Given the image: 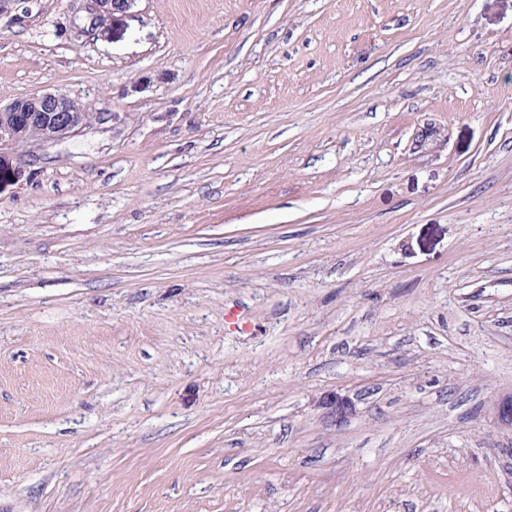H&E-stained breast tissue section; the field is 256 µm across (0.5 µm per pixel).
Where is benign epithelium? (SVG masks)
<instances>
[{
	"label": "benign epithelium",
	"mask_w": 512,
	"mask_h": 512,
	"mask_svg": "<svg viewBox=\"0 0 512 512\" xmlns=\"http://www.w3.org/2000/svg\"><path fill=\"white\" fill-rule=\"evenodd\" d=\"M137 0H88L85 12L90 24H102L116 13H127ZM88 123V112L76 98L60 91H46L13 99L0 107V150L7 147L28 153L35 144H53L76 136ZM326 417L338 427L356 413L349 397L336 393L322 401ZM497 421L512 429V393L495 404Z\"/></svg>",
	"instance_id": "obj_1"
}]
</instances>
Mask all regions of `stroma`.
I'll list each match as a JSON object with an SVG mask.
<instances>
[{
	"instance_id": "1",
	"label": "stroma",
	"mask_w": 512,
	"mask_h": 512,
	"mask_svg": "<svg viewBox=\"0 0 512 512\" xmlns=\"http://www.w3.org/2000/svg\"><path fill=\"white\" fill-rule=\"evenodd\" d=\"M85 23L0 18L92 114L0 150V512H512V0ZM326 417L335 426L346 425L356 413V405L349 397L336 393L322 401Z\"/></svg>"
}]
</instances>
